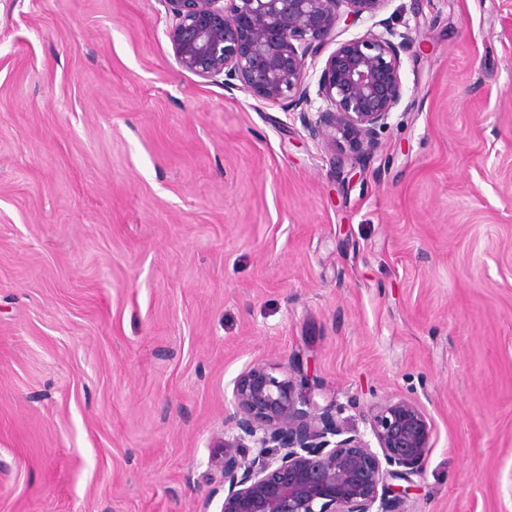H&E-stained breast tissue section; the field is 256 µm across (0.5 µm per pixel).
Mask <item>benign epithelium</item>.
Masks as SVG:
<instances>
[{"label":"benign epithelium","instance_id":"1","mask_svg":"<svg viewBox=\"0 0 512 512\" xmlns=\"http://www.w3.org/2000/svg\"><path fill=\"white\" fill-rule=\"evenodd\" d=\"M179 67L224 90L297 111L311 137L348 146L360 163L401 103L402 52L413 43L385 22L383 31L342 38L374 17L385 0H161ZM401 41H394L395 37ZM327 54L317 82L322 106L311 118L306 69ZM310 373L296 362H255L235 381L231 430L214 440L208 501L217 512H404L431 449L432 426L408 399L371 410L370 433L336 420L314 400Z\"/></svg>","mask_w":512,"mask_h":512}]
</instances>
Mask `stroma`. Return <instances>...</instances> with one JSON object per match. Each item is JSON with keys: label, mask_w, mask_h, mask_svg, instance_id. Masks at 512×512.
<instances>
[{"label": "stroma", "mask_w": 512, "mask_h": 512, "mask_svg": "<svg viewBox=\"0 0 512 512\" xmlns=\"http://www.w3.org/2000/svg\"><path fill=\"white\" fill-rule=\"evenodd\" d=\"M405 96L343 185L182 70L162 0H0V512H205L254 362L432 424L405 512H512V0H385Z\"/></svg>", "instance_id": "1"}]
</instances>
